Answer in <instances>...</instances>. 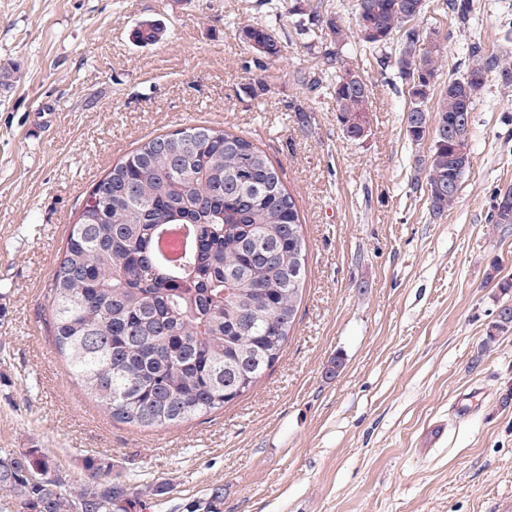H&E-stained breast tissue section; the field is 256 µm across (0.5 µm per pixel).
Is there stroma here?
I'll use <instances>...</instances> for the list:
<instances>
[{
    "mask_svg": "<svg viewBox=\"0 0 512 512\" xmlns=\"http://www.w3.org/2000/svg\"><path fill=\"white\" fill-rule=\"evenodd\" d=\"M292 0H0V449H41L85 479L89 456L145 512H504L512 505V226L488 222L512 188V86L489 72L475 100L471 166L434 216L414 188L408 95L392 69L342 50L371 90L365 140L312 92L330 47ZM152 19L161 42L141 45ZM274 28L257 64L235 30ZM448 34L440 80L471 42L512 57V0H445L419 21ZM265 94L245 86L255 76ZM308 123H301L297 109ZM249 138L295 195L308 249L295 328L273 368L224 410L170 429L113 420L71 378L43 319L46 288L86 191L143 140L188 125ZM343 356L333 378L325 370ZM444 434L432 439L430 430ZM165 495L153 496L158 484Z\"/></svg>",
    "mask_w": 512,
    "mask_h": 512,
    "instance_id": "1",
    "label": "stroma"
}]
</instances>
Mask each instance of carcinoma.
<instances>
[{
    "mask_svg": "<svg viewBox=\"0 0 512 512\" xmlns=\"http://www.w3.org/2000/svg\"><path fill=\"white\" fill-rule=\"evenodd\" d=\"M370 4L361 12L360 2ZM353 0L355 18L374 31L358 43L380 55L401 80L417 74L423 100L406 112L416 155V187L432 214L452 209L466 170L454 165L450 132L471 122L487 73L512 83V61L467 47L463 73L438 83L445 42L421 50L427 31L407 27L400 2ZM461 25L470 0H446ZM336 45L349 40L339 18L326 21ZM267 26L245 24L236 36L267 58L282 45ZM163 28L144 22L136 43L159 42ZM396 48L389 52V45ZM341 50L323 54L310 89L336 101L341 120L371 108L370 89L351 88ZM468 88H463V85ZM91 187L59 250L46 292L49 339L69 376L112 419L140 429L179 426L224 409L249 392L288 343L306 279L307 248L293 195L266 153L248 138L191 125L143 141ZM489 223L512 224V190L495 196ZM165 228L181 233L171 259ZM88 480L71 481L37 448L0 455V512H137L138 492L111 477L112 464L86 458Z\"/></svg>",
    "mask_w": 512,
    "mask_h": 512,
    "instance_id": "carcinoma-1",
    "label": "carcinoma"
}]
</instances>
